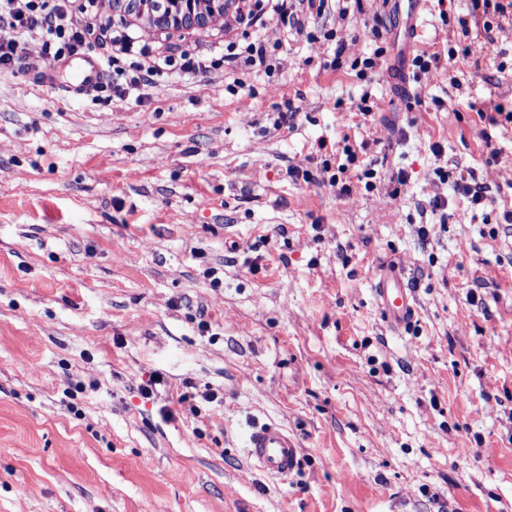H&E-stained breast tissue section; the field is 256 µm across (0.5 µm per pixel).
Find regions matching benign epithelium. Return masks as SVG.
Here are the masks:
<instances>
[{
  "label": "benign epithelium",
  "instance_id": "1",
  "mask_svg": "<svg viewBox=\"0 0 512 512\" xmlns=\"http://www.w3.org/2000/svg\"><path fill=\"white\" fill-rule=\"evenodd\" d=\"M114 4L158 30L188 24L205 27L224 15V0H114Z\"/></svg>",
  "mask_w": 512,
  "mask_h": 512
}]
</instances>
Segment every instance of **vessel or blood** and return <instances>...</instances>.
<instances>
[{"label":"vessel or blood","mask_w":512,"mask_h":512,"mask_svg":"<svg viewBox=\"0 0 512 512\" xmlns=\"http://www.w3.org/2000/svg\"><path fill=\"white\" fill-rule=\"evenodd\" d=\"M102 67L99 61L86 60L76 84L68 86L69 94L78 95L99 83ZM387 321L394 326L406 324L414 315L413 297L401 275L390 272L377 288ZM248 458L264 473L284 477L292 474L300 461V450L287 428L270 421L252 430L246 441Z\"/></svg>","instance_id":"vessel-or-blood-1"}]
</instances>
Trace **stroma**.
Masks as SVG:
<instances>
[{"instance_id": "1", "label": "stroma", "mask_w": 512, "mask_h": 512, "mask_svg": "<svg viewBox=\"0 0 512 512\" xmlns=\"http://www.w3.org/2000/svg\"><path fill=\"white\" fill-rule=\"evenodd\" d=\"M457 0L310 20L335 40L256 37L271 69L156 78L141 101L52 93L39 37L0 72V512H512V19L471 24L479 68L446 59ZM449 22H442V15ZM217 17L171 54L239 39ZM387 54L359 78L335 66ZM442 53L413 74L416 54ZM383 102L362 115L363 91ZM293 127H275L286 103ZM440 143L442 157L429 146ZM403 169L366 191L357 168ZM473 170L486 206L425 212L435 168ZM312 181H304L302 172ZM428 227V240L419 230ZM417 299L391 329L374 291ZM160 377L158 393L141 387ZM215 393L191 410L183 395ZM297 439L285 478L247 460L250 421Z\"/></svg>"}]
</instances>
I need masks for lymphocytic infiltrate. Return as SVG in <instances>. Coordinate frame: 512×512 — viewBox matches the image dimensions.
Returning a JSON list of instances; mask_svg holds the SVG:
<instances>
[{
	"label": "lymphocytic infiltrate",
	"mask_w": 512,
	"mask_h": 512,
	"mask_svg": "<svg viewBox=\"0 0 512 512\" xmlns=\"http://www.w3.org/2000/svg\"><path fill=\"white\" fill-rule=\"evenodd\" d=\"M362 0H247L246 5H235L233 16L238 24L252 27L261 22L265 14L277 15L290 34H306L305 21L320 17L330 9H337L340 17H347L350 7ZM92 0H0V23L8 25L14 39L0 41V70L14 64L15 38L38 36L54 49V59L83 53L95 48L102 41H110L116 51L112 57V79L99 85V92H109L118 98L139 94L152 85L155 77L169 74L181 77L206 70L224 62L231 67L266 65L268 48L254 40L246 45L228 42L221 58L203 55L169 54L168 51L138 46L128 29H111L97 24L93 16ZM133 56L129 67H122L120 58ZM432 195L428 205L433 214L448 215V195L457 193L464 197L469 207L485 205L487 193L478 184L471 170L457 167L437 168Z\"/></svg>",
	"instance_id": "f902f5d3"
}]
</instances>
